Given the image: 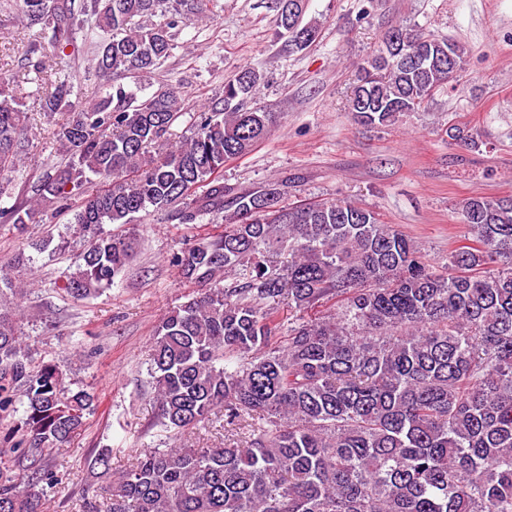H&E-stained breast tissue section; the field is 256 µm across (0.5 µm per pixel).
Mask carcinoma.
Listing matches in <instances>:
<instances>
[{
	"instance_id": "cac0c4a2",
	"label": "carcinoma",
	"mask_w": 512,
	"mask_h": 512,
	"mask_svg": "<svg viewBox=\"0 0 512 512\" xmlns=\"http://www.w3.org/2000/svg\"><path fill=\"white\" fill-rule=\"evenodd\" d=\"M185 0H13L52 47L96 16L106 33L94 63L107 90L86 105L73 75L43 79V110L67 111L56 140L69 163L0 206L23 232L45 207L72 213L85 241L63 290L85 299L112 286L136 238L112 224L149 207H178L182 224L233 208L224 229L172 257L201 286L160 320L150 346L157 426L177 437L216 413L237 437L209 448H149L112 471V449L92 469L110 479L105 508L89 512H512V197L458 207L465 243L430 266L394 225L348 201L282 205L284 185L224 184L230 159L268 134L274 114L247 108L262 75L224 83V106L200 113L185 140L154 152L182 114L176 92L148 96L115 78L155 70L174 48ZM275 0L277 33L303 49L315 21ZM164 21L151 22L154 17ZM465 50L413 26L394 27L360 66L348 109L385 127L417 112L463 68ZM19 97L0 93V175L27 151ZM448 138L477 143L448 125ZM204 186V194L196 189ZM29 260L0 277V420L19 472L0 469V512H42L57 484L49 450L64 447L98 399L65 383L53 361L29 359L19 296ZM235 275L228 287L224 275ZM9 293H4V290ZM288 305V318L281 316Z\"/></svg>"
}]
</instances>
